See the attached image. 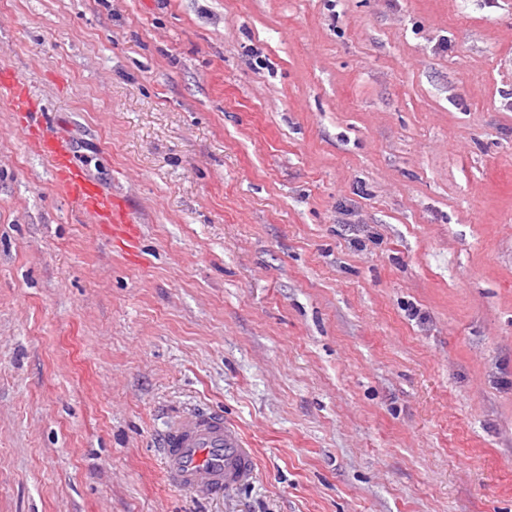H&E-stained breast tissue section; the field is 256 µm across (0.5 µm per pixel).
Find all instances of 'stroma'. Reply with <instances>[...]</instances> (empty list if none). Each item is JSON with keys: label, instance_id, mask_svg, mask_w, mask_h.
<instances>
[{"label": "stroma", "instance_id": "1", "mask_svg": "<svg viewBox=\"0 0 512 512\" xmlns=\"http://www.w3.org/2000/svg\"><path fill=\"white\" fill-rule=\"evenodd\" d=\"M0 66L141 225L0 101V512H512V0H0ZM22 130L47 163L54 180L77 204L82 214L99 224L118 246L134 256L138 251L140 224L135 210L124 200L107 192L82 165L78 164L70 139L24 124ZM161 448L169 480L198 495L235 488L254 473L253 458L238 430L216 410L202 409L178 420Z\"/></svg>", "mask_w": 512, "mask_h": 512}]
</instances>
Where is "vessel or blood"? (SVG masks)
I'll list each match as a JSON object with an SVG mask.
<instances>
[{
	"instance_id": "vessel-or-blood-1",
	"label": "vessel or blood",
	"mask_w": 512,
	"mask_h": 512,
	"mask_svg": "<svg viewBox=\"0 0 512 512\" xmlns=\"http://www.w3.org/2000/svg\"><path fill=\"white\" fill-rule=\"evenodd\" d=\"M0 97L7 99L14 112L28 115L35 110L28 89L13 73L0 72ZM23 132L82 214L104 228L125 252L136 254L140 224L135 210L78 164L70 139L28 125ZM162 453L169 480L199 495L235 488L254 473L253 458L238 430L216 410L202 409L174 423L164 436Z\"/></svg>"
}]
</instances>
